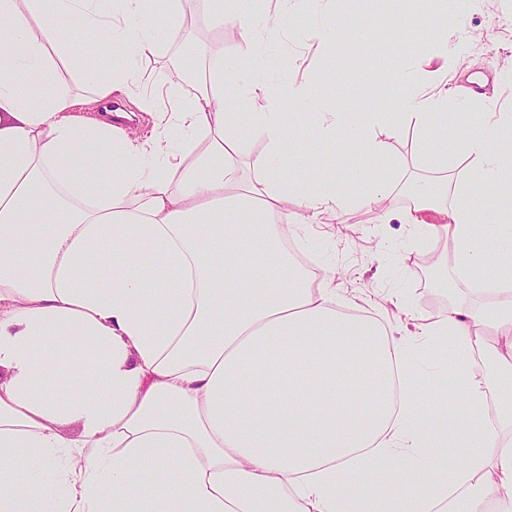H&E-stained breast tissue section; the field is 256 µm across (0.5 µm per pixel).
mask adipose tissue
I'll list each match as a JSON object with an SVG mask.
<instances>
[{
	"label": "adipose tissue",
	"instance_id": "obj_1",
	"mask_svg": "<svg viewBox=\"0 0 512 512\" xmlns=\"http://www.w3.org/2000/svg\"><path fill=\"white\" fill-rule=\"evenodd\" d=\"M157 1L0 0V512H512V400L497 396L512 380V200L484 223L448 169L512 181V113L472 111L406 67L392 111L285 113L261 52L216 56L186 100L147 89ZM287 20L256 0L217 16L271 38ZM446 26L441 8L420 27L443 72L460 59ZM103 43L111 70L87 67ZM62 63L100 96L137 94L153 136L76 116ZM452 106L469 122L435 150ZM306 123L361 146L340 182L285 168ZM378 125L417 132L438 188L400 204L362 162L387 152ZM251 135L266 148L245 158ZM361 185L381 223L451 243L437 265L468 297L426 316L401 293L369 298L402 323L337 310L332 278L296 266L278 222H335Z\"/></svg>",
	"mask_w": 512,
	"mask_h": 512
}]
</instances>
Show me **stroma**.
Listing matches in <instances>:
<instances>
[{
  "label": "stroma",
  "instance_id": "obj_1",
  "mask_svg": "<svg viewBox=\"0 0 512 512\" xmlns=\"http://www.w3.org/2000/svg\"><path fill=\"white\" fill-rule=\"evenodd\" d=\"M436 0H330L325 9L341 23L346 39L336 43L329 56H321L313 37L310 15L299 8L290 20L291 29L269 45L275 62L267 79L279 96L282 111L292 112L295 105L287 96L289 86L306 83L311 89V104L339 112L361 115L386 111L382 93L391 85L392 70L407 65L421 66L426 54L418 39V25L435 7ZM448 33L464 31L462 52L465 67L450 78L449 86L467 88L475 99L492 98L500 112L512 113V0H447ZM185 19L170 25L165 14H158L160 56L140 63L142 81L147 87H174L180 96H188L192 83L184 73L200 74L209 81L206 68L213 46L215 18L209 0H185ZM405 22L396 38L384 40L377 31L394 16ZM377 139L389 145L380 171L391 174L399 194L413 184L434 182L436 165L416 150L413 132L386 128L375 131ZM344 146L332 142L307 147L289 163L293 172L307 171L317 181H334L342 176ZM469 184L468 203L487 222L498 217V198L512 195V184L488 187L478 168L464 170ZM379 210L372 205L352 202L337 210L332 224L309 225L300 244L315 267L335 270L337 306L348 309L362 303L372 292L404 291L412 308L429 315L448 304V291L438 278L432 258L446 251L445 242L411 247L407 227L382 224ZM410 252L407 268L398 259Z\"/></svg>",
  "mask_w": 512,
  "mask_h": 512
}]
</instances>
